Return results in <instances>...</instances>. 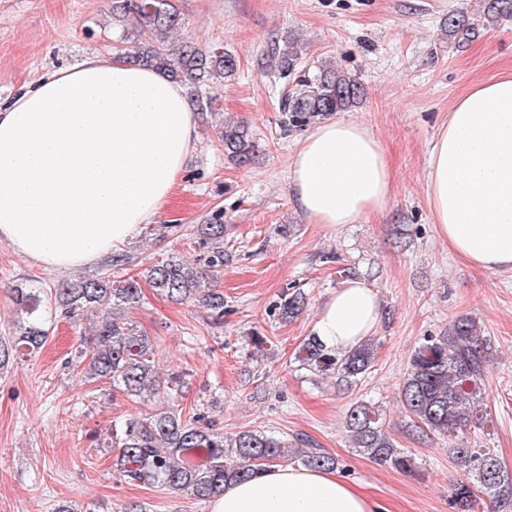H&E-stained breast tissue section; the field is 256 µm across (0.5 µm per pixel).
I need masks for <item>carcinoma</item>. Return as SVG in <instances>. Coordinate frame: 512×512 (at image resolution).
Here are the masks:
<instances>
[{
	"label": "carcinoma",
	"mask_w": 512,
	"mask_h": 512,
	"mask_svg": "<svg viewBox=\"0 0 512 512\" xmlns=\"http://www.w3.org/2000/svg\"><path fill=\"white\" fill-rule=\"evenodd\" d=\"M485 17L493 22L512 16V0H487ZM112 18L132 21L124 55L132 62L151 66L190 87L191 103L200 112L212 108L214 100L200 88L235 75L236 56L222 47L199 48L190 43L173 50L172 34L183 27V17L174 0H112ZM301 66V57L288 47L267 57L265 67L285 79ZM362 96L359 83L334 68L320 65L305 71L283 105L289 124L301 127L355 107ZM217 138L224 154L236 164L248 162L258 145L253 132L240 122H226ZM204 270L170 256L146 266L140 274L127 270L137 266L136 257L117 253L94 273L78 282L54 289L55 312L66 319L91 314L94 333L75 350L71 361L83 366L86 377L109 383L112 390L149 408L142 417L130 418L112 428L111 447L118 449L113 463L125 480L157 486L171 494L202 499L224 494L227 483L252 478L263 467L286 458L310 469L337 470L341 462L322 451L296 448L261 430H244L228 437L212 419L216 405L191 415L180 408L184 387L182 374L160 380L157 348L152 339L126 321L124 311L141 300L139 277H144L160 294L175 303L190 301L208 310L216 322L224 318V293L216 288L214 272L224 269V221L216 211L205 223L196 225ZM13 299L26 322L23 331L8 339L0 336V370L18 357L35 355L48 338L49 326L40 291L15 288ZM307 306L306 294L285 292L279 303L284 319L294 318ZM375 344L366 338L354 349L333 354L310 336L300 345L299 366L313 374H334L352 382L372 366ZM490 358L487 339L474 318L455 320L448 332L428 336L411 357L400 388L406 411L428 430L452 435L458 442L450 454L463 474L450 495L456 512H475L477 494L506 501L512 495V476L505 472L487 448L469 446L464 431L482 423L478 404ZM351 445L375 464L411 473L414 459L397 448L374 407L359 404L349 410L345 425Z\"/></svg>",
	"instance_id": "cac0c4a2"
}]
</instances>
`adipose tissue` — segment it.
<instances>
[{
    "mask_svg": "<svg viewBox=\"0 0 512 512\" xmlns=\"http://www.w3.org/2000/svg\"><path fill=\"white\" fill-rule=\"evenodd\" d=\"M197 133L183 85L122 55L88 56L0 101V242L38 265L92 264L168 204ZM290 195L310 223L337 231L389 206L394 173L361 123L327 119L297 142ZM427 198L450 249L472 267L512 271V75L454 104L429 152ZM376 290L351 278L311 330L332 351L370 336ZM212 512H379L336 473L273 465L226 485Z\"/></svg>",
    "mask_w": 512,
    "mask_h": 512,
    "instance_id": "ef3b65f1",
    "label": "adipose tissue"
}]
</instances>
